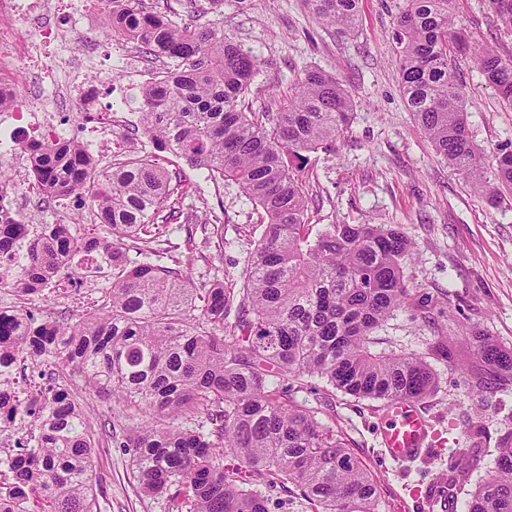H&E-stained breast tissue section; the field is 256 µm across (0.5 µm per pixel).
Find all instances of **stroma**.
I'll use <instances>...</instances> for the list:
<instances>
[{"label": "stroma", "instance_id": "35a3bbf8", "mask_svg": "<svg viewBox=\"0 0 512 512\" xmlns=\"http://www.w3.org/2000/svg\"><path fill=\"white\" fill-rule=\"evenodd\" d=\"M401 2L359 0L358 25L347 36L322 25L306 0H227L214 12L195 0H143V5L180 24L216 21L260 57L264 66L247 96L252 111H280L292 80L308 68L336 75L352 91L355 111L335 153L309 156L303 175L308 218L318 225L392 224L411 241L414 255L404 267L411 299L376 330L373 347L425 356L435 372L436 390L419 401L435 434L434 448L409 465L392 461L380 443L379 401L332 390L318 378H305L296 399L313 407L327 400L319 419L363 461L377 483L382 512H427L425 490L457 476L464 449H477L480 461L457 494L462 501L493 467L500 443L512 441V379L479 369L467 337L469 329L480 328L512 348V198L495 206L474 195L407 111L394 59L393 18ZM453 13L457 26L471 36L470 52L454 63L467 94L469 135L486 154L512 150V108L503 106L478 65L487 44L512 57V32L497 25L488 0H453ZM112 55L137 63L116 79L119 88L139 90L168 69L167 59L146 58L132 42L113 43ZM163 164L192 185L183 206L198 221L164 225L159 263L173 265L190 238L196 244L195 287L217 281L241 287L262 233L260 210L236 185L214 181L206 170L169 153ZM217 207L224 210L223 223L203 225ZM63 215L72 216L74 236H89L90 212L76 201L62 208L27 197L21 205L25 222L53 224ZM111 284L110 267L86 278L79 264H72L39 316L79 318ZM442 335L448 339L447 355L428 354L429 344ZM478 379L484 382L480 391L473 388ZM95 475L103 490L102 512H165L164 499L141 493L129 449L100 442Z\"/></svg>", "mask_w": 512, "mask_h": 512}]
</instances>
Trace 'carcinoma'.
<instances>
[{"mask_svg":"<svg viewBox=\"0 0 512 512\" xmlns=\"http://www.w3.org/2000/svg\"><path fill=\"white\" fill-rule=\"evenodd\" d=\"M106 31L136 43L145 57L171 62L136 95L141 134L152 155L116 154L108 169L80 164L70 142L34 147L35 176L48 198L91 201L106 235L79 240L65 220L24 224L0 215V254L22 252L11 288L36 295L78 254L104 256L112 286L102 304L78 320L38 321L24 309L0 321V346L25 350L37 366H57L133 410L141 422L117 421L106 436L131 451L147 496L167 512H267L250 485L299 493L314 512H381L376 482L330 427L321 409L296 400L294 383L326 380L356 398L388 402L430 395L436 374L425 357L376 352L371 335L410 300L403 233L385 224L308 222L301 178L308 154L331 151L347 129L355 101L336 76L310 68L290 84L280 112H250L246 95L261 60L223 30L179 26L139 8L140 0H100ZM316 17L341 34L355 30L359 0H309ZM452 0H403L394 17L395 63L405 105L436 153L473 190L501 202L512 192V151L498 152V186L484 176L486 158L470 140L467 99L452 57L470 49L455 28ZM512 31V0H489ZM485 82L512 106V59L486 47ZM170 152L210 176L232 182L264 212L243 287L196 288L183 266L132 263L124 246L154 252L160 223L180 218L191 185L171 174ZM474 354L500 374L512 350L472 329ZM12 419L28 421L35 444L0 469V492L35 500L34 512H101L94 474L96 438L81 404L56 372ZM192 426H187V423ZM465 512H512V442L478 483Z\"/></svg>","mask_w":512,"mask_h":512,"instance_id":"1","label":"carcinoma"}]
</instances>
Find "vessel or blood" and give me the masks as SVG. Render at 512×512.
Wrapping results in <instances>:
<instances>
[{
  "label": "vessel or blood",
  "mask_w": 512,
  "mask_h": 512,
  "mask_svg": "<svg viewBox=\"0 0 512 512\" xmlns=\"http://www.w3.org/2000/svg\"><path fill=\"white\" fill-rule=\"evenodd\" d=\"M382 419L381 445L390 459L409 461L428 447L430 423L414 401L399 399L389 403Z\"/></svg>",
  "instance_id": "1"
}]
</instances>
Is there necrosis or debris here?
<instances>
[{"instance_id": "necrosis-or-debris-1", "label": "necrosis or debris", "mask_w": 512, "mask_h": 512, "mask_svg": "<svg viewBox=\"0 0 512 512\" xmlns=\"http://www.w3.org/2000/svg\"><path fill=\"white\" fill-rule=\"evenodd\" d=\"M93 3L0 0V163L27 172L24 180L0 183V209L10 216H17L21 197L41 191L31 174L33 145L74 140L96 166L112 152L113 129L124 126L103 103L111 79L87 77L89 62L111 53L93 38Z\"/></svg>"}]
</instances>
